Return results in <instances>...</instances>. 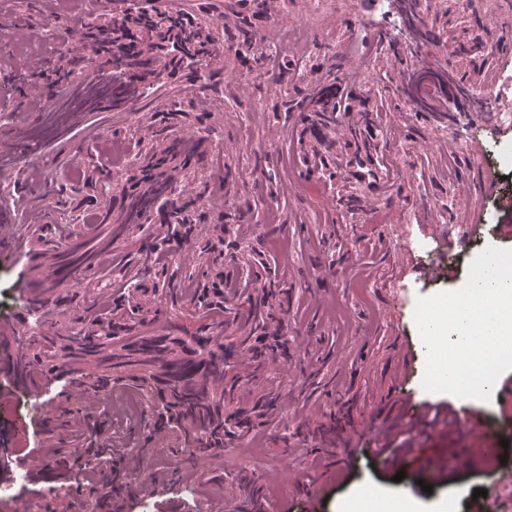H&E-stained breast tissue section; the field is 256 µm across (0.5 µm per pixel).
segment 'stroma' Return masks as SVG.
<instances>
[{
  "label": "stroma",
  "mask_w": 512,
  "mask_h": 512,
  "mask_svg": "<svg viewBox=\"0 0 512 512\" xmlns=\"http://www.w3.org/2000/svg\"><path fill=\"white\" fill-rule=\"evenodd\" d=\"M182 2L207 6L224 41L214 74L194 86L174 76L140 111L92 113L66 139L38 146L31 158L22 156L20 146L39 114L26 104L18 81L30 67L10 57L11 39L0 37V143L10 148L0 156V211L11 213L18 226L47 225L48 248L64 249L74 218L91 210L96 189L76 187L58 204L47 198L45 182L16 193L8 181L27 168L64 180L66 161L81 148L99 167L111 168L105 151L113 135L127 145L155 138L163 128L180 133L182 117L164 125L158 112L171 87H187L189 112L209 113L216 132L202 146L210 173L202 200L205 221L176 249L172 269L208 284L221 276L243 292L253 289L249 271L266 272L280 291L276 315L285 319L297 352L257 372L259 382L278 384L279 405L256 417L205 471L188 460L174 465L168 454L155 456L152 468L143 470L140 451L155 446L145 420L107 419L102 403L76 396L71 378L42 392L57 408L54 420L28 410V388L18 381L14 361L19 337L33 335L37 320L32 246L23 239L16 250L0 251V327L15 334L0 341V481L25 471L26 459L40 457L48 468L30 474L23 492L36 512H85L87 504H97L100 467L58 463L82 440L70 417L79 411L87 423L102 424L112 472L122 485L111 508L98 512H197L198 496L180 492L182 483L211 488L208 512H265L269 482L288 470L315 490L314 512H354L362 503L372 512H470L474 489L498 490L512 471V445L508 462L484 456L449 425L426 426L422 411L460 404L482 420L486 432L511 442L512 418L498 386L488 402L460 403L454 395L424 390L426 353L414 312L418 297L461 289L471 261L485 247L512 249V127L493 125L482 100H460L453 112L411 111L393 87L379 94L374 112L352 113L348 124L304 122L294 110L303 95L293 79L280 78L275 62L247 53L279 31L303 26L311 42L300 71L309 79L351 90L374 77L388 79L398 58L408 54L403 40L390 38L395 16L389 0H281L277 16L265 0H250L236 15L226 14L227 0ZM53 6L54 0H0V13L15 18V38L28 40L32 24L51 18ZM419 12L429 30L449 40L444 47H424L423 60L449 67L460 84L486 91L498 62L512 59V0H420ZM364 40L374 45L371 61L350 72L344 47ZM349 138L360 151L376 155L375 174L349 165L343 149ZM314 155L327 158L336 171L317 197L304 192L303 159ZM464 191L469 202L457 206ZM383 209L389 222L370 223L371 214ZM460 224L471 227L462 239ZM440 225L447 229L442 242L435 238ZM219 237L223 255L214 263L201 260L205 241ZM280 238L291 245L284 257L269 248ZM142 240L136 231L114 243L100 260L102 282L112 281L118 269L138 277L143 288L137 300L152 308L156 326L192 332L206 324L187 300L158 298L153 274L139 265ZM435 262L443 276H423L422 266ZM357 280L369 284V301L358 297ZM45 309L47 323L70 326L93 311L94 296L61 288L47 296ZM404 340L411 353L402 359L396 351ZM393 407L420 428L415 445L425 451L423 463L404 466L399 482L370 450L378 425H386L387 438L397 436L384 414ZM452 452L461 462L450 468ZM239 474L250 490L238 486ZM426 484L432 493L423 492Z\"/></svg>",
  "instance_id": "35a3bbf8"
}]
</instances>
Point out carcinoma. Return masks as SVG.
I'll return each mask as SVG.
<instances>
[{
	"label": "carcinoma",
	"instance_id": "cac0c4a2",
	"mask_svg": "<svg viewBox=\"0 0 512 512\" xmlns=\"http://www.w3.org/2000/svg\"><path fill=\"white\" fill-rule=\"evenodd\" d=\"M401 23L411 35L410 53L422 54V19L416 13L418 0H395ZM73 48L48 60L43 67L22 80L36 86L45 84L50 94L43 99L39 133L47 136L75 124L80 115L98 112L104 106L114 109L148 102L169 76L181 72L201 79L212 60L224 51V43L214 32L208 9L200 13L170 14L147 12L136 0H113L112 14L74 23ZM402 91L417 112H437L441 98L426 95L424 84L435 86L455 84L464 98L470 90L449 72L435 73L415 65L398 69ZM379 83H369L364 95H336L325 87L309 101L311 111L326 127L339 124L353 111V103L361 104L377 97ZM213 128L204 124V116L193 121L192 131L173 138H162L161 145L134 149V159L118 172L106 173L102 191L112 184V177L123 182L121 206L112 210L105 204L88 212L81 223L93 235L74 234L69 246L56 253L38 252L43 262L36 266L37 278L32 280L40 295L56 291L71 282L73 288L89 289L92 280L76 277L78 270L89 272L99 266L100 257L112 248L120 236L133 230H146L155 217L164 216L153 240L142 245L140 255L154 269L155 291L165 296L174 291V277L168 276L169 263L160 256L169 253L170 241L182 235V229L197 223L196 204L200 196L185 194L184 182L195 176L205 185L204 156L200 151ZM306 175L334 179L336 173L324 162L304 158ZM76 172L71 187L93 182L99 172L93 155L67 163ZM254 293L242 296L233 291L210 298V289L200 285L194 275L187 278L186 298L197 312L208 316L229 312L239 329L250 328L246 336L232 332L224 335L225 321L210 323L200 332L178 336L169 330L145 333L151 309L139 303L130 305L125 321L98 317L66 336H32L22 345L25 351L17 362V377L25 384L34 377L71 373L91 394L103 399L112 392V383L128 382L141 404L151 410L153 426L173 434L176 449L173 457L202 460L222 453L229 444L244 435L247 411L232 406L231 389L249 380L240 375L239 365L246 359L257 369L270 357L288 355V332L282 321L272 326L260 322L258 309L268 308L275 318V288L258 284ZM103 431L94 424L85 438L90 447L76 446L69 454L80 461L106 452Z\"/></svg>",
	"mask_w": 512,
	"mask_h": 512
}]
</instances>
